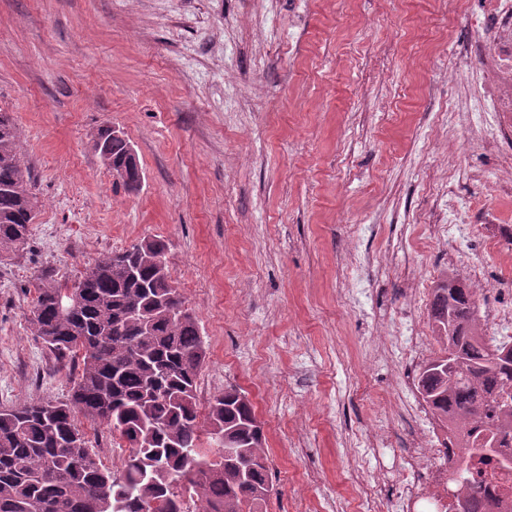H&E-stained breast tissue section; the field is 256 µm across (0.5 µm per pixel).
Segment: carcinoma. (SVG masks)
Listing matches in <instances>:
<instances>
[{"instance_id":"cac0c4a2","label":"carcinoma","mask_w":512,"mask_h":512,"mask_svg":"<svg viewBox=\"0 0 512 512\" xmlns=\"http://www.w3.org/2000/svg\"><path fill=\"white\" fill-rule=\"evenodd\" d=\"M130 142L111 141L106 168L132 166ZM36 183L21 133L0 112V251L26 248L37 217ZM161 238L108 253L72 283L44 276L29 309L37 336L58 357L77 359L63 400L0 409V512H263L273 492L262 423L233 385L201 414L205 347L198 320L152 258ZM152 323L143 329L141 318ZM430 320L440 354L415 385L458 447L449 464L453 512H484L485 471L511 468L512 344L482 337L471 283L455 270L433 289ZM104 424L128 448L116 473L90 448L81 421ZM229 443L203 450L202 436Z\"/></svg>"}]
</instances>
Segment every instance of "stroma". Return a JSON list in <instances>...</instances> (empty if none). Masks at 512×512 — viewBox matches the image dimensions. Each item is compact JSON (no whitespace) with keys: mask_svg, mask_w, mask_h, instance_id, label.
I'll use <instances>...</instances> for the list:
<instances>
[{"mask_svg":"<svg viewBox=\"0 0 512 512\" xmlns=\"http://www.w3.org/2000/svg\"><path fill=\"white\" fill-rule=\"evenodd\" d=\"M487 8L459 0L441 18L425 0H0V112L22 133L39 200L29 248L0 258V408L70 389L72 365L26 319L34 283L73 282L102 254L160 236L205 343L199 390L236 385L256 407L267 512H321L327 499L354 512L362 486L396 512L417 368L390 350L429 310L383 266L427 286L480 267L503 288L479 312L512 300L501 154L465 152L450 171L437 140L482 91L473 47ZM105 126L138 155V194L93 149ZM446 193L466 200L479 236L433 238ZM384 426L385 445L359 464L361 437Z\"/></svg>","mask_w":512,"mask_h":512,"instance_id":"stroma-1","label":"stroma"}]
</instances>
